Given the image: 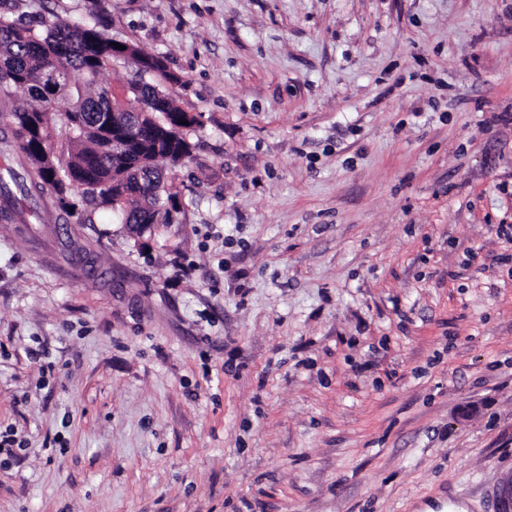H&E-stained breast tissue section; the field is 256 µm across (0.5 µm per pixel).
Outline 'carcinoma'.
<instances>
[{"instance_id": "cac0c4a2", "label": "carcinoma", "mask_w": 512, "mask_h": 512, "mask_svg": "<svg viewBox=\"0 0 512 512\" xmlns=\"http://www.w3.org/2000/svg\"><path fill=\"white\" fill-rule=\"evenodd\" d=\"M112 39L94 27H82L56 18L42 22V29L26 27L8 13H0V109L11 113L14 123L0 133V144L12 152L23 174L7 169L0 176V218H20L17 205L51 195L58 219L66 221L74 204L70 195L99 201L120 212H127L128 224L154 223L155 196L138 186L130 170H152L162 181L159 193L170 198L172 186L162 179L163 166L179 160H166L154 150L156 133L170 128L166 119H186L187 112L175 106L172 98L180 79L162 59L151 63L136 46L130 54L114 53ZM56 57L66 75L56 89L55 104L49 105L35 74L48 59ZM130 68L125 79L130 105L142 104L138 129L140 145L124 157L112 156L108 147L112 132L100 123L103 108L99 97L104 90L100 75L108 68ZM26 93L39 106L18 102ZM63 127L67 149L56 150V129Z\"/></svg>"}]
</instances>
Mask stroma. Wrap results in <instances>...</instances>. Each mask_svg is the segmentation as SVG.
I'll return each instance as SVG.
<instances>
[{
    "mask_svg": "<svg viewBox=\"0 0 512 512\" xmlns=\"http://www.w3.org/2000/svg\"><path fill=\"white\" fill-rule=\"evenodd\" d=\"M161 58L178 222L0 220V512H489L512 472V0H6Z\"/></svg>",
    "mask_w": 512,
    "mask_h": 512,
    "instance_id": "obj_1",
    "label": "stroma"
}]
</instances>
